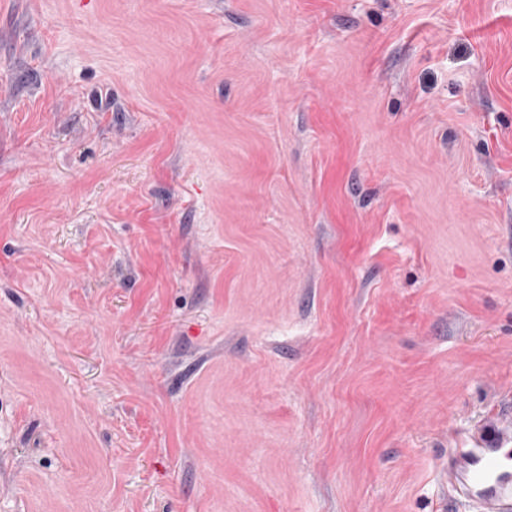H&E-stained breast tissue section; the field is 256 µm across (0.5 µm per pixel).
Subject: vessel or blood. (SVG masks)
<instances>
[{
  "label": "vessel or blood",
  "instance_id": "obj_1",
  "mask_svg": "<svg viewBox=\"0 0 512 512\" xmlns=\"http://www.w3.org/2000/svg\"><path fill=\"white\" fill-rule=\"evenodd\" d=\"M442 480L470 512H512V411L486 421L476 447L451 449Z\"/></svg>",
  "mask_w": 512,
  "mask_h": 512
}]
</instances>
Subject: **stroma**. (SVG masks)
I'll use <instances>...</instances> for the list:
<instances>
[{"label": "stroma", "instance_id": "obj_1", "mask_svg": "<svg viewBox=\"0 0 512 512\" xmlns=\"http://www.w3.org/2000/svg\"><path fill=\"white\" fill-rule=\"evenodd\" d=\"M512 406V0H0V512H465ZM476 448H452L442 481L475 512L512 511V411L480 428Z\"/></svg>", "mask_w": 512, "mask_h": 512}]
</instances>
